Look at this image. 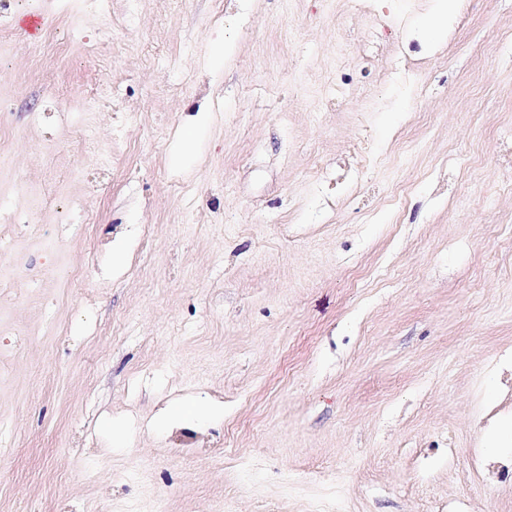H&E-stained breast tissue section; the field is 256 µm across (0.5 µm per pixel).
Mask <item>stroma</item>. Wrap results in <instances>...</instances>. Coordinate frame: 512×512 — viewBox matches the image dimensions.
I'll return each mask as SVG.
<instances>
[{
    "instance_id": "35a3bbf8",
    "label": "stroma",
    "mask_w": 512,
    "mask_h": 512,
    "mask_svg": "<svg viewBox=\"0 0 512 512\" xmlns=\"http://www.w3.org/2000/svg\"><path fill=\"white\" fill-rule=\"evenodd\" d=\"M70 10L0 0V512H512V0Z\"/></svg>"
}]
</instances>
